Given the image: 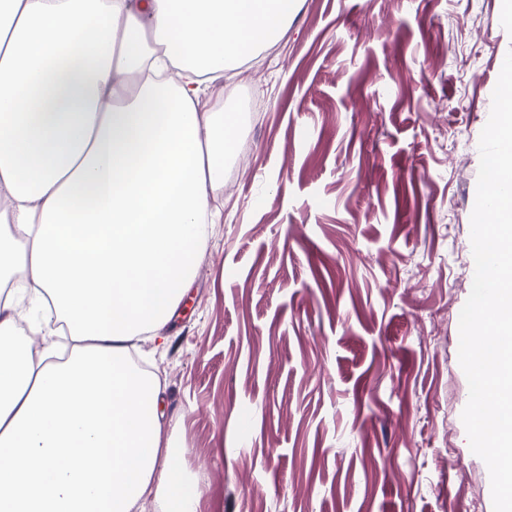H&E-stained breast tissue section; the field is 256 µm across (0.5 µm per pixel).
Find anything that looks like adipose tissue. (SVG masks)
<instances>
[{
    "instance_id": "obj_1",
    "label": "adipose tissue",
    "mask_w": 512,
    "mask_h": 512,
    "mask_svg": "<svg viewBox=\"0 0 512 512\" xmlns=\"http://www.w3.org/2000/svg\"><path fill=\"white\" fill-rule=\"evenodd\" d=\"M295 5L0 0V512H197L130 353L191 287L224 187L237 118L201 92Z\"/></svg>"
}]
</instances>
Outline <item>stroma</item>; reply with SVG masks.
<instances>
[{
  "instance_id": "obj_1",
  "label": "stroma",
  "mask_w": 512,
  "mask_h": 512,
  "mask_svg": "<svg viewBox=\"0 0 512 512\" xmlns=\"http://www.w3.org/2000/svg\"><path fill=\"white\" fill-rule=\"evenodd\" d=\"M511 49L503 0H298L202 95L238 114L222 218L135 353L200 512H493L459 317Z\"/></svg>"
}]
</instances>
